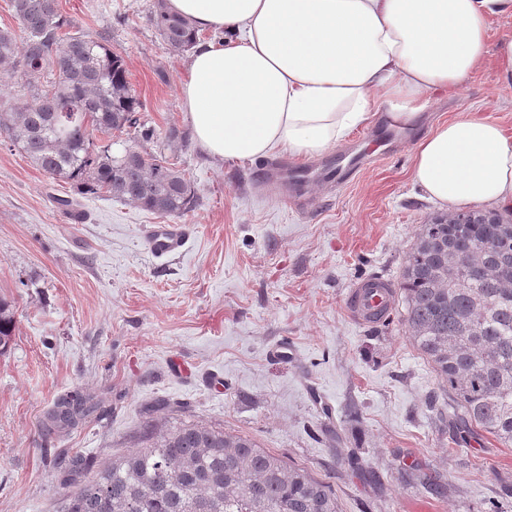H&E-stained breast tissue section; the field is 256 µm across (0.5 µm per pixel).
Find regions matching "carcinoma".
Masks as SVG:
<instances>
[{"label": "carcinoma", "instance_id": "carcinoma-1", "mask_svg": "<svg viewBox=\"0 0 512 512\" xmlns=\"http://www.w3.org/2000/svg\"><path fill=\"white\" fill-rule=\"evenodd\" d=\"M23 40L0 30V68L31 97L0 111V135L44 173L80 195L107 192L143 210L180 215L196 196L185 172L143 149L112 153V135L141 126L124 59L101 35L70 34L57 0H11ZM150 22L175 51L197 32L166 5ZM400 290L405 335L448 391L452 441L492 435L512 446V221L497 212L437 215L407 253ZM16 328L0 298V354ZM99 409L89 394L60 397L42 424L57 435ZM52 512H338L331 486L306 468L233 434L185 418L97 470Z\"/></svg>", "mask_w": 512, "mask_h": 512}]
</instances>
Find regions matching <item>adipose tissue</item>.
<instances>
[{
  "mask_svg": "<svg viewBox=\"0 0 512 512\" xmlns=\"http://www.w3.org/2000/svg\"><path fill=\"white\" fill-rule=\"evenodd\" d=\"M223 42H197L181 96L199 146L226 161L284 151L319 157L397 103L413 126L426 103L486 59L493 19L512 0H168ZM413 178L453 207L512 209V137L467 114L417 144Z\"/></svg>",
  "mask_w": 512,
  "mask_h": 512,
  "instance_id": "1",
  "label": "adipose tissue"
}]
</instances>
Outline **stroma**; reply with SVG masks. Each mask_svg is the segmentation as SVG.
I'll use <instances>...</instances> for the list:
<instances>
[{"mask_svg": "<svg viewBox=\"0 0 512 512\" xmlns=\"http://www.w3.org/2000/svg\"><path fill=\"white\" fill-rule=\"evenodd\" d=\"M57 3L73 30L104 34L124 59L140 120L157 133L146 150L194 186L195 207L175 218L194 232L183 253L155 261L143 227L164 216L76 196L0 136V297L16 311L0 355V512H52L67 456L98 470L150 421L186 416L306 467L341 512H512V447L488 435L451 443L448 395L406 337L402 304L365 327L345 305L368 277L399 283L419 226L443 211L413 179L418 141L463 112L512 134V89L494 57L431 99L419 125H390L381 104L330 152L368 153L367 165L333 188L312 177L302 213L255 189L262 160H219L196 144L180 94L190 54L149 22L156 0ZM71 196L76 218L56 203ZM75 391L94 394L102 417L44 438V417ZM159 399L168 409L147 418ZM363 467L382 484L363 481ZM417 467L441 476L444 497L422 488Z\"/></svg>", "mask_w": 512, "mask_h": 512, "instance_id": "35a3bbf8", "label": "stroma"}]
</instances>
